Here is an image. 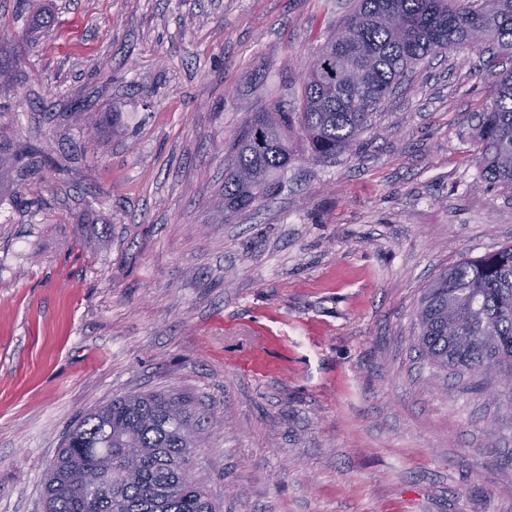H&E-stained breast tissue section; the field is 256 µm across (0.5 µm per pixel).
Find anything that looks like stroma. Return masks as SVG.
Returning <instances> with one entry per match:
<instances>
[{"label": "stroma", "instance_id": "1", "mask_svg": "<svg viewBox=\"0 0 512 512\" xmlns=\"http://www.w3.org/2000/svg\"><path fill=\"white\" fill-rule=\"evenodd\" d=\"M351 6L0 0V512H44L70 428L150 391L193 409L220 512H512V388L414 343L442 271L512 246L469 120L512 56L420 63L224 219L229 141Z\"/></svg>", "mask_w": 512, "mask_h": 512}]
</instances>
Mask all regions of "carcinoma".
Segmentation results:
<instances>
[{
	"mask_svg": "<svg viewBox=\"0 0 512 512\" xmlns=\"http://www.w3.org/2000/svg\"><path fill=\"white\" fill-rule=\"evenodd\" d=\"M488 39L512 53V0H355L319 46L301 94L253 113L229 143L224 221L271 196L301 134L316 161L348 151L406 74L427 57ZM482 175L512 188V70L477 115ZM419 356L460 373L494 368L512 385V247L435 279L417 311ZM196 429L165 393L122 396L67 436L46 487V512H216L192 475Z\"/></svg>",
	"mask_w": 512,
	"mask_h": 512,
	"instance_id": "carcinoma-1",
	"label": "carcinoma"
}]
</instances>
